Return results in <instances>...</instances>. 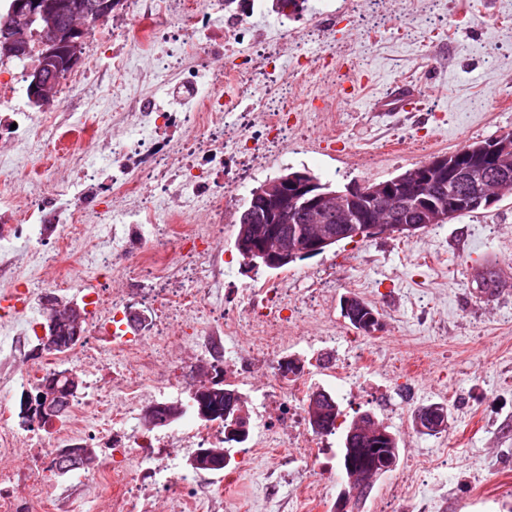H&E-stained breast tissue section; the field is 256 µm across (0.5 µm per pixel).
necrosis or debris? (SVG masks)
I'll use <instances>...</instances> for the list:
<instances>
[{
  "mask_svg": "<svg viewBox=\"0 0 512 512\" xmlns=\"http://www.w3.org/2000/svg\"><path fill=\"white\" fill-rule=\"evenodd\" d=\"M91 41H110L112 66L89 62L67 75L61 92L94 80L100 98L122 96L112 112H29L24 64L0 59V512H52L50 476L59 444L87 435L115 452L99 476L112 484L104 512H159L165 492L169 512L199 507L206 492L199 475L185 472L173 444L212 446L220 434L185 419L167 434L127 430L128 412L96 396L76 399L67 418L44 425L30 443L23 470L9 459L22 434L13 422L16 386L30 389L72 353H48L13 366L21 347L38 340L49 305L81 302L89 340L86 356L121 385L133 406L181 390L189 365L155 370L172 335L198 333L200 314L220 309L224 280L214 276L199 288L183 285L171 266L181 255L218 263L209 227L224 221V205L245 187L277 134L301 110L283 93L288 73L258 60V52L287 42L282 16L266 13L262 0L249 11L224 0H126L111 33L88 25ZM148 48L151 63L133 70L134 52ZM223 60L217 68L215 60ZM68 175L58 180V166ZM81 262V280L66 277L64 261ZM158 274L153 318L133 326L132 300L138 275ZM244 317L225 316V336H253L255 348L224 349L241 369L263 358L270 379L259 396L269 421L288 434L292 448L309 447L300 407L305 382L279 370V327L289 306L272 285L246 288Z\"/></svg>",
  "mask_w": 512,
  "mask_h": 512,
  "instance_id": "obj_1",
  "label": "necrosis or debris"
}]
</instances>
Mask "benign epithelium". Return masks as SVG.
I'll use <instances>...</instances> for the list:
<instances>
[{
	"instance_id": "1",
	"label": "benign epithelium",
	"mask_w": 512,
	"mask_h": 512,
	"mask_svg": "<svg viewBox=\"0 0 512 512\" xmlns=\"http://www.w3.org/2000/svg\"><path fill=\"white\" fill-rule=\"evenodd\" d=\"M23 15L28 26H41L46 22L47 4L42 0H15L12 13L0 21V55L22 56L27 43L14 34V19ZM84 29L76 24L44 28L41 43L42 64L29 72V94L33 104L50 107L56 102L55 86L51 78L54 67L70 70L82 62L80 54L84 40ZM489 163H475L465 170L464 191L453 189L448 197L436 199V181L453 167L450 155L435 156L419 166L409 169L402 176L388 181L367 182L351 185L343 191L328 189L318 179L309 174L286 173L265 181L252 191L241 223L250 224L253 213L267 217L269 230L266 235L254 242L245 252V264L251 268L266 266L270 269L282 268L298 257H312L324 253L343 236L361 237L362 229L353 224L359 206L366 210V223L372 232H386L391 225L377 220L379 214L391 218L412 204L420 214L422 225L426 227L444 224L465 209H486L497 201L512 194V183L498 180L494 192L482 190L491 181L489 170L501 174L512 171V135H502L487 147ZM298 206L308 212L316 221L314 230L301 236L282 231L288 223V209ZM346 224L348 229L339 235L332 223ZM369 431L377 430V420L370 413L358 414L349 429V435L360 433L364 426ZM382 471H370L356 476L354 495L367 496ZM352 475L343 474V480L354 482Z\"/></svg>"
}]
</instances>
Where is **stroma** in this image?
<instances>
[{"mask_svg":"<svg viewBox=\"0 0 512 512\" xmlns=\"http://www.w3.org/2000/svg\"><path fill=\"white\" fill-rule=\"evenodd\" d=\"M306 0L288 20L297 52L288 60L292 93L312 101L303 128L255 171L235 202L285 169L309 170L335 186L390 179L433 156L512 133V0ZM401 82L417 87L422 111H376ZM225 222L216 249L224 258V310L241 312L246 285L286 284L306 303L302 325L289 326L281 350L304 365L310 389L336 390L333 361L368 352L361 394L338 396L344 418L368 412L399 440L392 471L375 484L359 512H512V196L450 223L405 235L382 232L342 241L323 254L270 270L245 266ZM498 288L482 295L481 273ZM357 296L375 306L382 327L370 334L344 318L341 302ZM329 340L315 345L313 330ZM224 377L251 405L250 436L274 438L254 407L267 375L228 369ZM446 407L444 431L427 434L413 421L418 407ZM425 499L398 495L393 483L418 459ZM307 461L287 449L284 461L256 452L237 474L215 472L223 497L213 512H334L345 488L328 479L299 495ZM286 467L289 481L270 495L266 482ZM57 512H99L102 491L65 476L55 479Z\"/></svg>","mask_w":512,"mask_h":512,"instance_id":"obj_1","label":"stroma"}]
</instances>
